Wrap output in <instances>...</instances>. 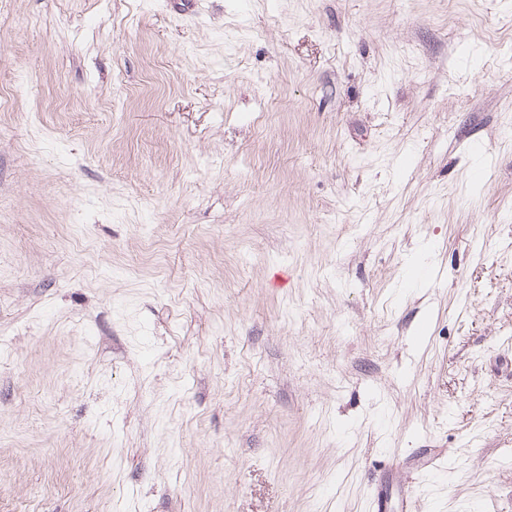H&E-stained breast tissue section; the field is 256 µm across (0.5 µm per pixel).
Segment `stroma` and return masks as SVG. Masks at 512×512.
<instances>
[{
	"label": "stroma",
	"mask_w": 512,
	"mask_h": 512,
	"mask_svg": "<svg viewBox=\"0 0 512 512\" xmlns=\"http://www.w3.org/2000/svg\"><path fill=\"white\" fill-rule=\"evenodd\" d=\"M380 494L512 512V0H0V512Z\"/></svg>",
	"instance_id": "obj_1"
}]
</instances>
